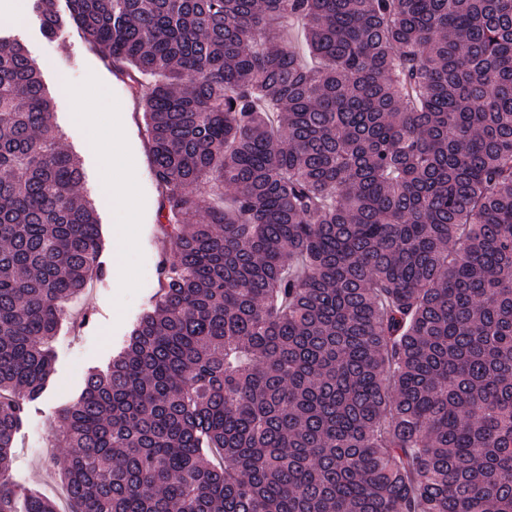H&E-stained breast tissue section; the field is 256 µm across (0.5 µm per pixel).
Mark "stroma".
<instances>
[{
	"instance_id": "stroma-1",
	"label": "stroma",
	"mask_w": 512,
	"mask_h": 512,
	"mask_svg": "<svg viewBox=\"0 0 512 512\" xmlns=\"http://www.w3.org/2000/svg\"><path fill=\"white\" fill-rule=\"evenodd\" d=\"M0 39L24 46L48 88L55 91L58 83L68 84V91H55V123L63 146L82 165V193L96 206L104 240L100 263L105 274L67 302L69 318L52 344L54 371L42 396L30 403L13 448L14 483L60 503L63 481L50 468L52 458L61 453L55 439L58 412L79 396L88 371L108 367L161 287L159 268L166 250L157 223L161 192L150 174L140 105L128 93L122 76L76 29L47 35L29 12L18 24L0 19ZM113 170L133 173L131 206L137 232L135 239L123 245L115 236L119 207L102 191ZM118 250L129 277L125 286L119 284L113 267Z\"/></svg>"
}]
</instances>
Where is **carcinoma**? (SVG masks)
I'll use <instances>...</instances> for the list:
<instances>
[{"label": "carcinoma", "instance_id": "carcinoma-1", "mask_svg": "<svg viewBox=\"0 0 512 512\" xmlns=\"http://www.w3.org/2000/svg\"><path fill=\"white\" fill-rule=\"evenodd\" d=\"M32 2L129 78L170 244L60 412L70 512H512V0ZM82 180L0 40V512H57L8 471Z\"/></svg>", "mask_w": 512, "mask_h": 512}]
</instances>
